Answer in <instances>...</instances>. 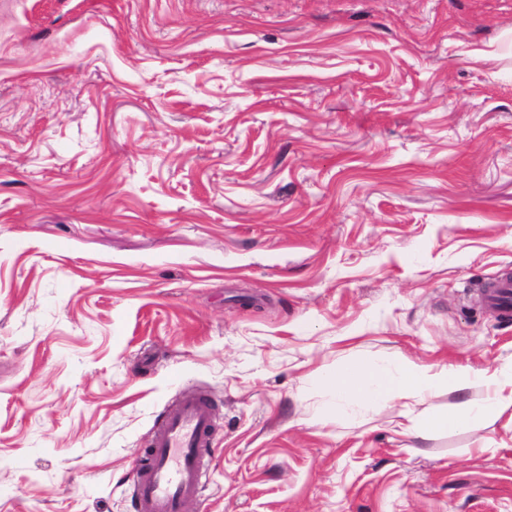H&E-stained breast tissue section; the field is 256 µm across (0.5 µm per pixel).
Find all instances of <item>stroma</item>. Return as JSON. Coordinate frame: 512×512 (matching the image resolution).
I'll return each instance as SVG.
<instances>
[{"instance_id":"obj_1","label":"stroma","mask_w":512,"mask_h":512,"mask_svg":"<svg viewBox=\"0 0 512 512\" xmlns=\"http://www.w3.org/2000/svg\"><path fill=\"white\" fill-rule=\"evenodd\" d=\"M512 0H0V512H134L206 393L188 512H512L486 396L336 412L363 361L512 368ZM494 293L487 304L502 311L505 316L512 315V278L498 279ZM482 383L488 397L482 402H462L447 413L430 415L424 429L428 432L473 426L487 417L499 415L512 407V369L485 374ZM209 403L201 396L180 399L155 428L146 462L133 478L135 512H182L204 489L202 450L212 434Z\"/></svg>"}]
</instances>
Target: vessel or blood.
I'll use <instances>...</instances> for the list:
<instances>
[{"label":"vessel or blood","instance_id":"b4317fda","mask_svg":"<svg viewBox=\"0 0 512 512\" xmlns=\"http://www.w3.org/2000/svg\"><path fill=\"white\" fill-rule=\"evenodd\" d=\"M490 306L512 315V278L498 280ZM209 403L201 396L180 399L155 428L148 455L133 478L135 512H182L204 489L202 450L212 434Z\"/></svg>","mask_w":512,"mask_h":512}]
</instances>
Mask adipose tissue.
<instances>
[{
  "label": "adipose tissue",
  "mask_w": 512,
  "mask_h": 512,
  "mask_svg": "<svg viewBox=\"0 0 512 512\" xmlns=\"http://www.w3.org/2000/svg\"><path fill=\"white\" fill-rule=\"evenodd\" d=\"M323 382L336 398L337 409L355 406L369 409L401 398H427L448 389L462 392L472 384L465 369L452 365L433 367L412 361L394 368L361 361L337 365L323 376ZM487 397L481 402H462L448 412L430 415L428 432L473 426L487 417L512 408V371H496L482 378Z\"/></svg>",
  "instance_id": "ef3b65f1"
}]
</instances>
